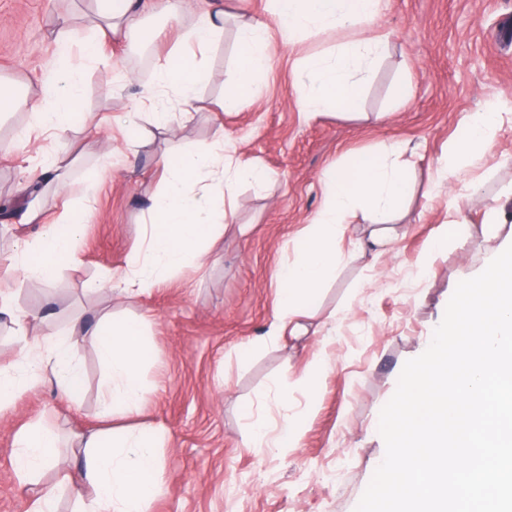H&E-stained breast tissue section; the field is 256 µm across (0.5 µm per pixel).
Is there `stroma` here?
<instances>
[{"instance_id": "obj_1", "label": "stroma", "mask_w": 512, "mask_h": 512, "mask_svg": "<svg viewBox=\"0 0 512 512\" xmlns=\"http://www.w3.org/2000/svg\"><path fill=\"white\" fill-rule=\"evenodd\" d=\"M224 2V37L207 55L203 101L172 137L140 135L130 117L146 82L133 56L147 44L163 50L171 22L147 13L137 35L112 42L91 63L72 47L71 61L83 70L85 116L68 133L70 187L46 188L38 219H28L21 207L0 218V287L12 295V313L78 317L90 328L106 314L141 323L142 400L135 417L115 418L112 426L163 428L160 489L150 512H355L385 456L379 414L404 364L430 345L456 285L512 245V219L497 216L512 198V0H383L372 30L385 34L388 46L361 87L358 117L333 108L314 117L301 113L295 73L301 59L361 38L358 28L275 44L258 77L261 96L213 111L212 101L232 83L239 25L268 17L266 0ZM93 7L92 0H0V84L21 100L15 112L0 116V142L30 130L27 102L60 50L61 17L87 26ZM402 81L413 95L398 102L393 87ZM107 82L118 92L104 94ZM491 100L506 111L478 167L433 184L449 142ZM219 129L241 162L269 177L266 190L239 188L232 223L203 267L163 274L130 304L89 292L87 283L122 270L141 247L162 187L159 159L207 143ZM30 132L26 151L0 150V200L22 197L29 189L25 168L53 149L47 135ZM135 139L141 145L128 165L101 175V154L127 151ZM389 144L415 153V196L400 218L404 235L391 254L373 259L355 252L365 219L350 216L336 241L343 260L309 320L312 334L274 335L279 286L273 273L294 256L303 229L323 207L324 172ZM81 204L87 215L76 261L45 285L12 271L17 240L38 238L42 225ZM453 222L460 233L451 232ZM441 237L446 245L434 248ZM320 354L327 365L315 375L311 363ZM80 364L79 396L63 392L48 369L38 386L0 412V512H25L38 486L61 476L52 468L32 483L19 482L11 450L24 424L40 419L53 428L63 458L77 449L79 435L97 428L107 372L89 349ZM294 414L303 426L293 446L251 444L253 429L277 437Z\"/></svg>"}]
</instances>
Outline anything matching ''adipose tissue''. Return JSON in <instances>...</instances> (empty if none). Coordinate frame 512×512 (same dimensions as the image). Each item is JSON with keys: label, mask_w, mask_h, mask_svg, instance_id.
<instances>
[{"label": "adipose tissue", "mask_w": 512, "mask_h": 512, "mask_svg": "<svg viewBox=\"0 0 512 512\" xmlns=\"http://www.w3.org/2000/svg\"><path fill=\"white\" fill-rule=\"evenodd\" d=\"M92 28L68 24L61 28L59 54L49 61L39 80V93L29 110L33 124L61 138L71 129L82 102L81 71L69 63V50L80 46L87 60H94L106 37L124 36L139 24L140 0H94ZM379 0H268L269 21L246 22L238 30L234 92L222 99V109H232L257 99L258 76L269 65L275 42L290 43L308 32L367 28L359 40L300 62L296 67L300 94L297 106L307 116L327 107L357 113L359 89L386 48L382 35L370 33ZM187 0H164V12L177 28L168 47L154 62L155 79L138 95V111L161 133L171 135L187 120L199 101V90L208 78L200 59L204 50L224 32V10L211 0L192 27L180 28ZM172 93L179 105L172 111L161 101ZM503 119L491 106L473 114L465 134L448 147L445 174L473 164L489 145ZM163 189L155 199L148 222L150 233L144 251L135 253L125 268L93 283L96 291L120 289L133 302L151 290L163 271L203 266L209 249L223 234L226 200L244 184L264 189L266 180L241 163L223 135L210 142L162 158ZM412 160L405 150L390 154L363 153L345 165L330 169L324 178L325 201L303 235L304 244L275 276L280 284L276 319L278 334L305 335L304 317L327 278L341 262L336 239L354 209H362L369 225L367 241L376 256L386 255L399 235L396 223L412 189ZM83 220L78 211L66 212L61 222L44 225L39 238L17 244L15 269L24 278L48 283L62 260L75 258L82 241ZM17 333L24 345L20 356L0 366V408L17 393L37 384L46 363H53L57 384L68 393L81 385L77 361L81 349L93 348L107 370L112 388L97 417L106 421L115 414L135 413L141 401L138 367L145 353L140 323L125 321L87 334L80 321L58 326L39 314L17 319ZM159 429L150 425L117 436L98 429L86 441L62 476V487L76 506L75 512H149L159 489L160 464L156 453ZM58 437L39 421L30 422L14 440L16 476L27 480L58 461Z\"/></svg>", "instance_id": "1"}]
</instances>
